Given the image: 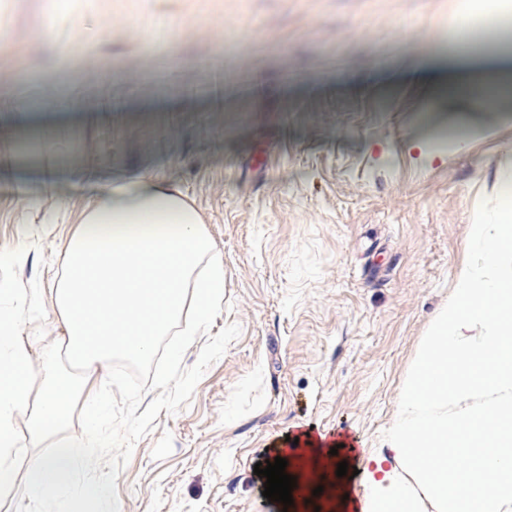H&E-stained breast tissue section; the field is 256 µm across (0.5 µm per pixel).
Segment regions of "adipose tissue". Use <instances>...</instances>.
<instances>
[{
	"label": "adipose tissue",
	"instance_id": "adipose-tissue-1",
	"mask_svg": "<svg viewBox=\"0 0 512 512\" xmlns=\"http://www.w3.org/2000/svg\"><path fill=\"white\" fill-rule=\"evenodd\" d=\"M480 269H463L399 393L386 448L369 457L365 493L337 476L351 451L300 434L275 448L296 477L290 512H512V200L477 224ZM211 242L170 183L140 176L88 206L68 240L56 305L73 357L93 368L142 357L181 315L186 288L207 318L224 294V264L197 275Z\"/></svg>",
	"mask_w": 512,
	"mask_h": 512
}]
</instances>
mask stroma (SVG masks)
I'll return each instance as SVG.
<instances>
[{
	"mask_svg": "<svg viewBox=\"0 0 512 512\" xmlns=\"http://www.w3.org/2000/svg\"><path fill=\"white\" fill-rule=\"evenodd\" d=\"M48 7L0 0V250L24 248L46 313L44 340L30 323L21 339L36 365L63 342L54 288L94 197L140 174L178 185L224 262L209 335L241 333L135 443L120 512H282L255 464L307 431L361 459L384 447L420 343L480 264L469 237L503 207L512 99L442 94L431 66L512 50V16L499 40L462 32L455 0H92L114 26L86 43L76 16L32 37ZM160 21L178 36L146 56Z\"/></svg>",
	"mask_w": 512,
	"mask_h": 512,
	"instance_id": "1",
	"label": "stroma"
}]
</instances>
